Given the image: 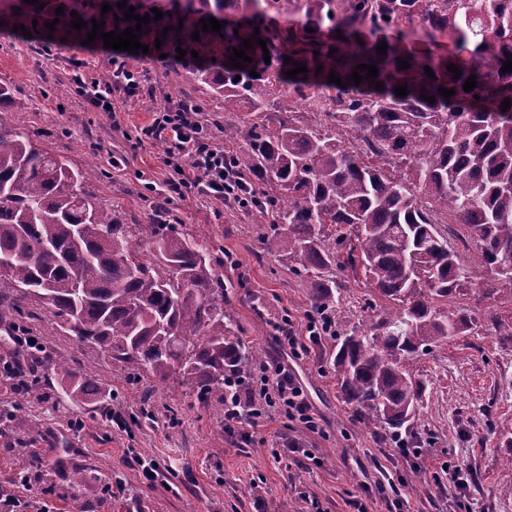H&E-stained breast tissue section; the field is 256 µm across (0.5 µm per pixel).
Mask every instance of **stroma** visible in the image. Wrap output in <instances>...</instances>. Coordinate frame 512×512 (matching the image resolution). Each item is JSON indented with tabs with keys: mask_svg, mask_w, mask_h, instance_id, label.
I'll return each mask as SVG.
<instances>
[{
	"mask_svg": "<svg viewBox=\"0 0 512 512\" xmlns=\"http://www.w3.org/2000/svg\"><path fill=\"white\" fill-rule=\"evenodd\" d=\"M26 0H0V109L9 123L37 135L41 148L88 171L86 191L125 224H165L172 235H206L233 255L236 266L218 265L226 290L224 307L244 342L260 347L264 360L299 374L319 419L318 432L301 430L280 415L259 419L246 433H229L224 416L202 405L190 382L155 384L125 379L107 353L82 345L52 321L43 302L24 300L20 321L40 349L23 353L19 377L0 378V494L20 499L25 512H68L71 498L91 512H388L374 487L389 473L409 512H453L452 492L432 477L447 458L464 460L470 481V512H512V342L479 321L470 335L451 337L414 362L427 389L414 431L423 441L426 468L391 456L383 429L367 426L343 402L331 360L334 340L321 337L294 357L276 339V324L292 318L305 334L309 307L305 276L266 252V225L242 210L199 197L163 201L157 190L169 177L165 146L143 135L157 111L190 99L209 123L223 124L224 103L196 80L194 67H161L155 57L140 63L148 88L129 97L113 87L112 111L79 92L84 74L111 85L108 55L67 27H52L55 9ZM32 26L31 37L19 25ZM52 42V55L40 52ZM363 274L337 272L333 301L340 330L369 326L383 302L372 299ZM67 362L80 377L95 380L101 401L56 397L52 364ZM149 418H141V409ZM303 442L305 454L284 452ZM74 464L94 467L72 485L55 464L59 442ZM281 450L273 458L272 450ZM155 459L175 474L147 482L139 459ZM39 461L41 476L15 485L17 472Z\"/></svg>",
	"mask_w": 512,
	"mask_h": 512,
	"instance_id": "obj_1",
	"label": "stroma"
}]
</instances>
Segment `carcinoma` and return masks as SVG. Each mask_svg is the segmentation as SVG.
<instances>
[{
    "label": "carcinoma",
    "instance_id": "obj_1",
    "mask_svg": "<svg viewBox=\"0 0 512 512\" xmlns=\"http://www.w3.org/2000/svg\"><path fill=\"white\" fill-rule=\"evenodd\" d=\"M184 9L291 22L277 41L252 26L225 32L222 71L203 65L197 78L224 98V150L242 178L236 201L246 200L253 223L271 225L267 252L308 274L310 307L330 300L346 269L361 270L389 303L369 333L340 336L333 367L366 425L408 426L426 390L415 358L479 318L441 307L477 268L489 276L483 297L512 302V107L501 110L512 101V71H501L512 55V0H184ZM251 36L266 41L270 62L255 43L245 50L252 62L231 66ZM441 40L443 56L433 51ZM297 63L308 72L286 77ZM359 64L377 66L376 81L354 85ZM331 73L345 86L328 82ZM472 75L477 86L466 92ZM401 85L404 97L394 92ZM85 180L0 118V294L46 301L61 329L103 348L121 371L190 380L199 402L224 408V375L245 372L260 350L224 309L216 243L173 237L164 224H123ZM450 224L474 240L473 257L441 247ZM53 374L59 398L97 390L66 363Z\"/></svg>",
    "mask_w": 512,
    "mask_h": 512
}]
</instances>
